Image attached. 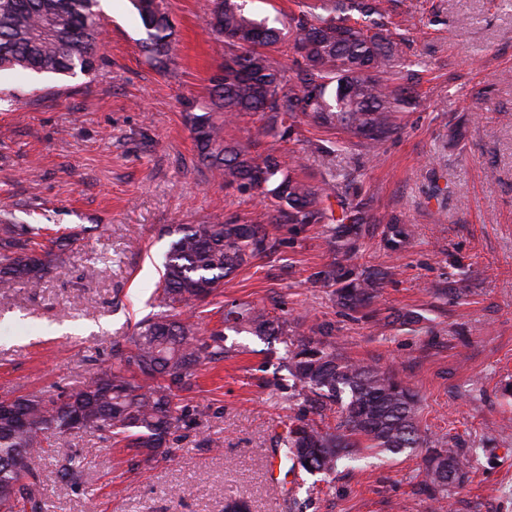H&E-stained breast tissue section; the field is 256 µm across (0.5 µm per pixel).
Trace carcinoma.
Here are the masks:
<instances>
[{
    "instance_id": "1",
    "label": "carcinoma",
    "mask_w": 512,
    "mask_h": 512,
    "mask_svg": "<svg viewBox=\"0 0 512 512\" xmlns=\"http://www.w3.org/2000/svg\"><path fill=\"white\" fill-rule=\"evenodd\" d=\"M98 0H0V69L37 73H89L96 69L101 26ZM146 32L142 48L160 69L171 63L173 24L156 0H133ZM377 14L374 0H314L291 24L277 27L245 12L239 0H214L208 34L227 47L224 62L209 79L206 111L191 117L194 141L202 161L224 170V186L270 201L274 220L283 224H324L325 200L334 189L313 186L284 172L279 157L255 158L238 142L224 138V128L244 114L261 116L260 133L290 137L304 116L319 127L359 139L376 152L397 128L400 107L417 97L413 82L392 87L384 75L399 64L397 45L368 34L353 14ZM292 39V66L272 55ZM224 113V121L211 112ZM373 223L365 207L342 206L331 228L336 264L316 280L336 285L337 304L348 311L370 306L385 278L380 270L359 276L347 268L352 259L350 236ZM14 225L0 228V282L40 287L49 263L35 255L38 243L14 236ZM163 263L158 285L159 311L135 325L131 354L112 363L63 400L17 398L0 411V512H46L35 494V458L44 442L91 429L105 441L126 440L147 456L159 452L177 419L175 392L190 385L204 362L224 358V332L205 336L197 323L179 317L196 313L218 294L224 281L251 259L274 247L262 224H181ZM408 239L401 224L387 229L386 247L397 252ZM226 329L257 337H283L295 396L316 414L331 403L341 405L335 427H320L300 415L285 435L289 471L331 475L339 460L361 450L393 455L420 448L418 397L403 381L336 351L334 342L310 337L288 342L295 331L264 308L229 310ZM431 497L446 495L464 483L468 460L457 448H431L425 458Z\"/></svg>"
}]
</instances>
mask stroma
I'll return each mask as SVG.
<instances>
[{
	"label": "stroma",
	"mask_w": 512,
	"mask_h": 512,
	"mask_svg": "<svg viewBox=\"0 0 512 512\" xmlns=\"http://www.w3.org/2000/svg\"><path fill=\"white\" fill-rule=\"evenodd\" d=\"M415 104L375 153L299 120L290 139L257 135L245 116L226 130L252 155L273 153L314 185L375 216L354 240L356 270H388L378 298L347 315L317 271L336 260L326 225L274 224L265 202L224 186L197 154L190 114L209 100L224 60L208 37L212 0H164L173 62L155 68L130 0L99 6L103 35L89 74L0 71V225L78 233L41 288L14 285L0 303V400L61 398L128 348L152 313L171 228L232 216L266 225L274 252L227 279L200 309L201 331L224 306H258L303 337L327 332L348 357L404 380L420 398L428 440L463 449L469 479L449 498L424 490L423 453L345 463L330 482L289 472L278 445L292 397L283 344L228 333L223 360L178 391L163 454L81 432L35 462L51 512H512V0H380ZM410 239L387 250L389 223ZM417 315L403 324L402 314ZM83 462L71 483L59 465Z\"/></svg>",
	"instance_id": "obj_1"
}]
</instances>
